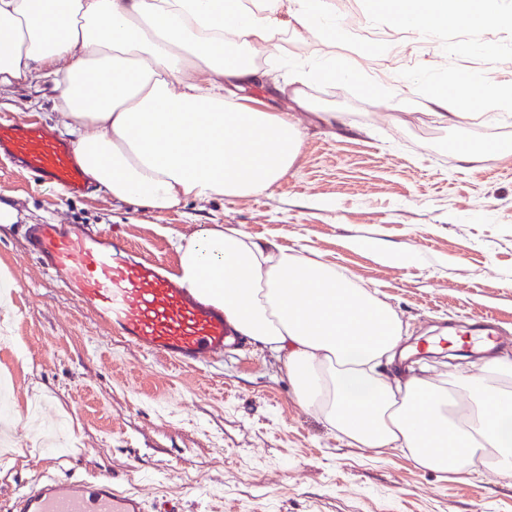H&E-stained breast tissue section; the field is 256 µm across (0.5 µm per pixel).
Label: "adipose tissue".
<instances>
[{"instance_id":"obj_1","label":"adipose tissue","mask_w":512,"mask_h":512,"mask_svg":"<svg viewBox=\"0 0 512 512\" xmlns=\"http://www.w3.org/2000/svg\"><path fill=\"white\" fill-rule=\"evenodd\" d=\"M393 29L499 26L501 0H375ZM326 42L345 30L329 0H0V91L53 83L58 123L97 191L155 211L268 191L307 130L300 92L269 112L251 91L267 81L250 57L273 55L286 22ZM370 53L327 55L292 81L354 78ZM447 123L474 103L512 112V82L458 72L425 97ZM179 280L251 340L282 353L301 407L347 443L399 448L420 468L512 478V356L427 379L387 373L402 322L348 270L213 224L178 236Z\"/></svg>"}]
</instances>
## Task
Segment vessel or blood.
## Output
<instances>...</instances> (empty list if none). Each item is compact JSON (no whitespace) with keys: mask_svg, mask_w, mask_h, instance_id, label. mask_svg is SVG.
I'll list each match as a JSON object with an SVG mask.
<instances>
[{"mask_svg":"<svg viewBox=\"0 0 512 512\" xmlns=\"http://www.w3.org/2000/svg\"><path fill=\"white\" fill-rule=\"evenodd\" d=\"M0 157L70 194L89 190L73 145L43 127L0 124ZM29 253L99 324L147 356L194 369L240 344L222 310L196 299L158 262L136 257L112 232L40 224L29 233ZM7 512H149V506L107 474L69 481L48 476L17 494Z\"/></svg>","mask_w":512,"mask_h":512,"instance_id":"vessel-or-blood-1","label":"vessel or blood"}]
</instances>
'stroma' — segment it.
<instances>
[{
	"label": "stroma",
	"instance_id": "35a3bbf8",
	"mask_svg": "<svg viewBox=\"0 0 512 512\" xmlns=\"http://www.w3.org/2000/svg\"><path fill=\"white\" fill-rule=\"evenodd\" d=\"M351 32L335 47L289 31L267 67L287 80L295 61L349 57L376 35L374 72L399 79L408 101L381 105L369 77L305 81L313 113L287 175L257 196L195 201L159 213L98 193L73 196L0 160V201L17 223L0 224V324L16 341L0 347L11 384L9 436L0 446V502L50 475L110 474L177 512H512V479H447L398 448L385 458L348 446L297 402L281 353L255 343L183 372L111 337L27 254L29 225L119 227L137 252L178 267L176 235L233 224L258 242L306 246L377 289L403 325V346L487 316L512 353V115L440 122L420 96L432 77L490 72L512 81V25L447 24L429 35L397 33L365 0H330ZM473 45L470 53L459 52ZM54 85L0 96V120L53 129ZM336 113V129L319 125ZM484 155L479 168L461 147ZM408 253L383 262L380 248Z\"/></svg>",
	"mask_w": 512,
	"mask_h": 512
}]
</instances>
